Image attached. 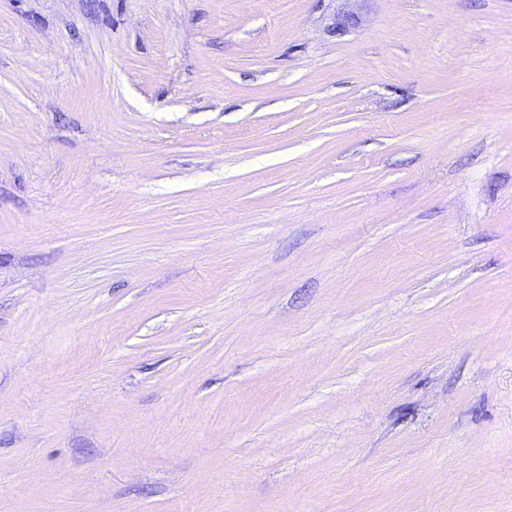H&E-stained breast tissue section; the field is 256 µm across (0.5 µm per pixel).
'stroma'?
Listing matches in <instances>:
<instances>
[{"label": "stroma", "instance_id": "1", "mask_svg": "<svg viewBox=\"0 0 512 512\" xmlns=\"http://www.w3.org/2000/svg\"><path fill=\"white\" fill-rule=\"evenodd\" d=\"M0 512H512V0H0Z\"/></svg>", "mask_w": 512, "mask_h": 512}]
</instances>
